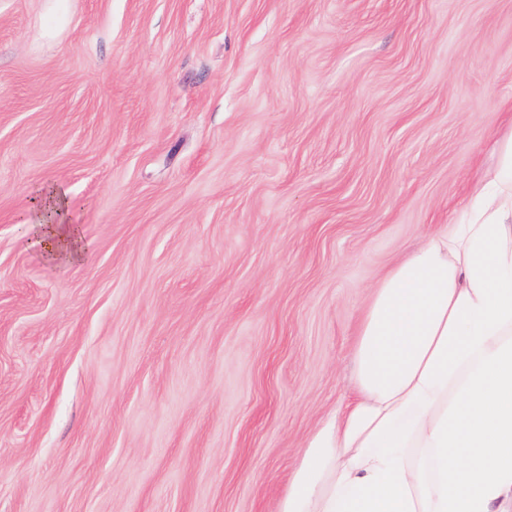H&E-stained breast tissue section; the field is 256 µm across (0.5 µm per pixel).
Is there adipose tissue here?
<instances>
[{"instance_id": "obj_1", "label": "adipose tissue", "mask_w": 512, "mask_h": 512, "mask_svg": "<svg viewBox=\"0 0 512 512\" xmlns=\"http://www.w3.org/2000/svg\"><path fill=\"white\" fill-rule=\"evenodd\" d=\"M453 224L376 286L356 394L302 451L277 512H512V132ZM50 185L17 214L53 262L91 250Z\"/></svg>"}]
</instances>
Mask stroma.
<instances>
[{
    "label": "stroma",
    "instance_id": "1",
    "mask_svg": "<svg viewBox=\"0 0 512 512\" xmlns=\"http://www.w3.org/2000/svg\"><path fill=\"white\" fill-rule=\"evenodd\" d=\"M0 0V512H276L378 281L512 124V0ZM61 183L60 266L18 211Z\"/></svg>",
    "mask_w": 512,
    "mask_h": 512
}]
</instances>
